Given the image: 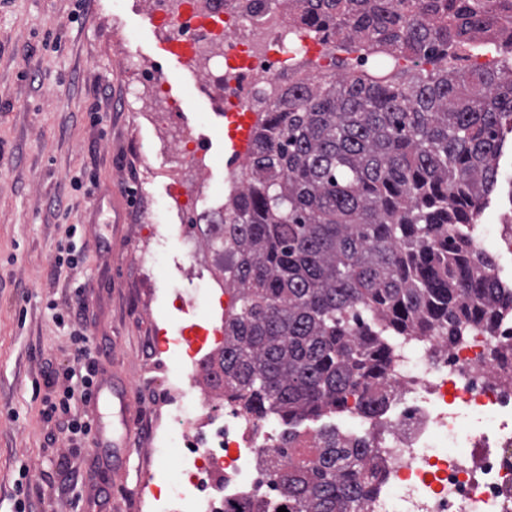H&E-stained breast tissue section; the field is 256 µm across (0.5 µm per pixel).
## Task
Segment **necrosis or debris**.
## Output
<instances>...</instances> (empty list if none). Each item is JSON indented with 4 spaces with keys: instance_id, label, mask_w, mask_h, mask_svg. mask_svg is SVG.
<instances>
[{
    "instance_id": "4bbe7bcc",
    "label": "necrosis or debris",
    "mask_w": 512,
    "mask_h": 512,
    "mask_svg": "<svg viewBox=\"0 0 512 512\" xmlns=\"http://www.w3.org/2000/svg\"><path fill=\"white\" fill-rule=\"evenodd\" d=\"M187 62H204L203 79L223 93L225 113L259 110L293 82V62L310 52L334 54L332 39L309 45L297 8L282 0H193L189 9L162 13ZM222 54L205 56L207 45ZM133 88L165 104L163 118L179 132L174 163L196 166L202 146L167 94L159 70L138 68ZM382 411L337 417L348 445L373 450L377 476L361 512H512V321L489 337L472 328L466 341L408 338L399 345ZM170 420L181 439L186 475L161 492L144 481L139 504L165 502L171 512H248L272 502L273 467L292 458L291 444L318 447V430L258 421L225 399L175 406Z\"/></svg>"
}]
</instances>
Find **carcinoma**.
<instances>
[{
    "instance_id": "1",
    "label": "carcinoma",
    "mask_w": 512,
    "mask_h": 512,
    "mask_svg": "<svg viewBox=\"0 0 512 512\" xmlns=\"http://www.w3.org/2000/svg\"><path fill=\"white\" fill-rule=\"evenodd\" d=\"M305 30L365 47L360 69L288 85L255 126L224 223L190 220L237 291L205 379L248 416L286 423L384 401L393 339L455 344L512 318L471 249L473 214L500 188L512 133V63L451 68L512 0H299ZM409 65L400 66V60ZM372 449L329 430L307 460L273 471L288 512H354Z\"/></svg>"
}]
</instances>
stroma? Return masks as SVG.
Segmentation results:
<instances>
[{
	"mask_svg": "<svg viewBox=\"0 0 512 512\" xmlns=\"http://www.w3.org/2000/svg\"><path fill=\"white\" fill-rule=\"evenodd\" d=\"M80 2L0 0V512H13L21 476L39 488L38 512H139V483L158 471L157 450L167 444L140 431L145 422H166L169 411L151 399V328L173 338L191 324H223L220 305H203L219 291L210 253L192 266L176 243L152 250L138 233L143 224H182V202L196 190L198 173L180 171L175 187L157 177L175 131L159 118L164 104L150 90L129 94L132 73L117 45L166 75L201 141L208 177L220 186L231 155L224 106L216 94L202 93L201 67L165 51L167 33L149 0H88L78 20ZM116 196L127 201L117 217ZM65 224L76 225L74 241L86 258L55 276ZM146 251L163 258L164 277L142 265ZM177 292L190 300L188 311L170 305ZM51 303L107 344L105 374L135 392L129 459H114L111 449L88 440L74 447L65 428L43 421L36 395L43 370L70 365L74 352L51 319ZM10 409L19 420L7 417ZM66 465L83 474L78 488L69 487Z\"/></svg>",
	"mask_w": 512,
	"mask_h": 512,
	"instance_id": "1",
	"label": "stroma"
}]
</instances>
